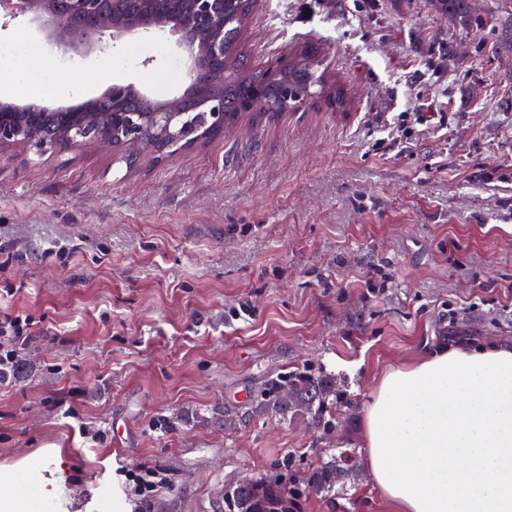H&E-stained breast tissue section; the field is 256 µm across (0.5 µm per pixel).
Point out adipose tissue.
I'll list each match as a JSON object with an SVG mask.
<instances>
[{"instance_id":"adipose-tissue-1","label":"adipose tissue","mask_w":512,"mask_h":512,"mask_svg":"<svg viewBox=\"0 0 512 512\" xmlns=\"http://www.w3.org/2000/svg\"><path fill=\"white\" fill-rule=\"evenodd\" d=\"M363 439L390 512H512V347H455L386 370Z\"/></svg>"}]
</instances>
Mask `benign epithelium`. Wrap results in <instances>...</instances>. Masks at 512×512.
Wrapping results in <instances>:
<instances>
[{
	"label": "benign epithelium",
	"instance_id": "7a95c632",
	"mask_svg": "<svg viewBox=\"0 0 512 512\" xmlns=\"http://www.w3.org/2000/svg\"><path fill=\"white\" fill-rule=\"evenodd\" d=\"M150 0H0V12L26 17L47 40L74 55L100 52L104 38L122 40L153 32H166L187 60V82L173 96L140 103L148 95L132 84L109 86L80 106L1 101L0 112L12 115L0 120V147L88 145L124 155L127 164L138 157H162L189 149L210 138L212 130L224 131V0H180V13L160 15ZM216 63L211 80L198 81L201 64ZM250 109L286 112L285 100L259 98Z\"/></svg>",
	"mask_w": 512,
	"mask_h": 512
}]
</instances>
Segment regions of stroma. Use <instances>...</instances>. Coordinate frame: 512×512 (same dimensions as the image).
<instances>
[{"mask_svg":"<svg viewBox=\"0 0 512 512\" xmlns=\"http://www.w3.org/2000/svg\"><path fill=\"white\" fill-rule=\"evenodd\" d=\"M306 41L345 111L245 112L132 167L0 149V311L35 321L0 382V470L35 472L56 512H132L123 468L166 480L141 512H224L225 488L309 474L328 448L354 451L335 495L294 512H386L360 454L377 376L512 345V53L426 0H257L239 47L260 71ZM176 58L126 39L45 102L114 81L166 99ZM401 112L409 136L378 150ZM321 372L342 396L331 435L260 411L269 378Z\"/></svg>","mask_w":512,"mask_h":512,"instance_id":"35a3bbf8","label":"stroma"}]
</instances>
